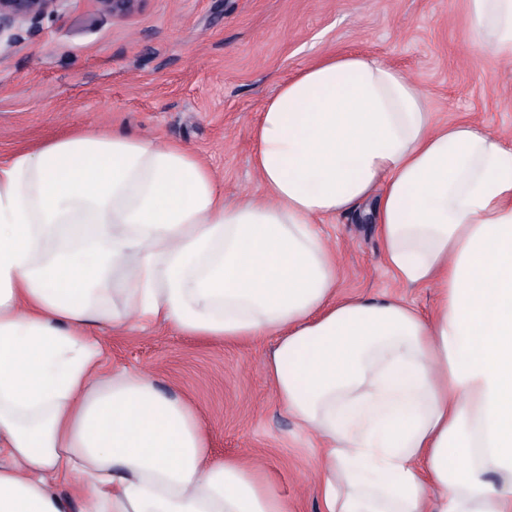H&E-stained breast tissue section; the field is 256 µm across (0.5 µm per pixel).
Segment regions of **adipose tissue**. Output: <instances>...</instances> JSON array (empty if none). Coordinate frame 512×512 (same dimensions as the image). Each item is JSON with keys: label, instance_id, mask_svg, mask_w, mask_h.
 <instances>
[{"label": "adipose tissue", "instance_id": "1", "mask_svg": "<svg viewBox=\"0 0 512 512\" xmlns=\"http://www.w3.org/2000/svg\"><path fill=\"white\" fill-rule=\"evenodd\" d=\"M512 59V0H468ZM234 201L181 145L79 129L0 161V512H293L210 456L184 399L106 372L105 325L271 337L264 373L317 434L321 512H512V149L439 122L420 83L358 53L282 83ZM431 314L337 298L318 224L365 201ZM73 482L72 496L58 485Z\"/></svg>", "mask_w": 512, "mask_h": 512}]
</instances>
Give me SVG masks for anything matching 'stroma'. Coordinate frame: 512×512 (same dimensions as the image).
Instances as JSON below:
<instances>
[{"instance_id":"obj_1","label":"stroma","mask_w":512,"mask_h":512,"mask_svg":"<svg viewBox=\"0 0 512 512\" xmlns=\"http://www.w3.org/2000/svg\"><path fill=\"white\" fill-rule=\"evenodd\" d=\"M359 52L417 79L440 120L469 119L512 147V61L473 44L466 0H142L115 18L94 0L0 43V158L79 127L128 129L201 157L228 200L252 193L251 129L278 85L329 53ZM338 294L399 295L428 312L437 288L389 272L372 225H320ZM102 361L187 397L216 458L268 472L293 512H320V439L300 432L263 372L268 338L234 344L164 326L104 329Z\"/></svg>"}]
</instances>
